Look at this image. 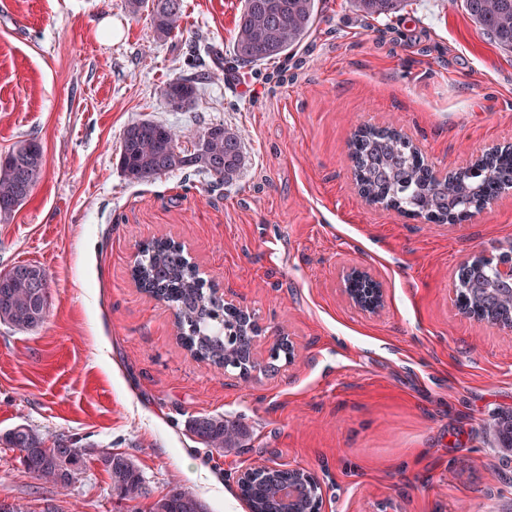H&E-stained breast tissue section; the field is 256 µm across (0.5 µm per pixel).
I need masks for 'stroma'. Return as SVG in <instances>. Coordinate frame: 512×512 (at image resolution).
Wrapping results in <instances>:
<instances>
[{"mask_svg":"<svg viewBox=\"0 0 512 512\" xmlns=\"http://www.w3.org/2000/svg\"><path fill=\"white\" fill-rule=\"evenodd\" d=\"M243 0H182L179 32L158 36L124 0H0V152L35 137L47 171L0 219V272L49 278L45 323H0V433L63 434L85 471L63 491L0 445V498L25 512H142L119 499L99 457H131L152 497L188 488L210 512H247L235 482L265 462L314 472L324 512H512V450L487 424L512 411V333L463 318L452 300L466 254L512 246V189L453 228L366 204L351 180L361 123L411 137L452 169L512 142V52L482 35L462 0H405L368 18L323 0L288 60L211 73L192 108L162 94L188 46L230 52ZM239 131L244 166L223 187L175 171L129 183L128 123ZM181 244L202 277L256 314L258 350L277 332L292 366L230 380L178 342L173 312L131 277L141 245ZM364 263L387 304L369 317L339 275ZM221 414L249 430L209 457L187 422Z\"/></svg>","mask_w":512,"mask_h":512,"instance_id":"35a3bbf8","label":"stroma"}]
</instances>
